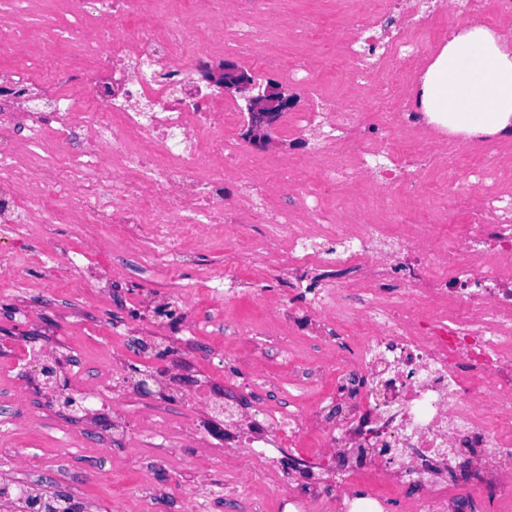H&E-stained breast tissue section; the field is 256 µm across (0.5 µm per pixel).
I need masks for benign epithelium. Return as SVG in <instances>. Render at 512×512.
Listing matches in <instances>:
<instances>
[{
  "instance_id": "obj_1",
  "label": "benign epithelium",
  "mask_w": 512,
  "mask_h": 512,
  "mask_svg": "<svg viewBox=\"0 0 512 512\" xmlns=\"http://www.w3.org/2000/svg\"><path fill=\"white\" fill-rule=\"evenodd\" d=\"M204 79L224 90L225 95L245 100L247 111L251 112L252 128L266 133L272 132L277 113L288 110L296 99L293 89L273 81L261 86L231 61L206 69Z\"/></svg>"
}]
</instances>
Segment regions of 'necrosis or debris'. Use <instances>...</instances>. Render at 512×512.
I'll list each match as a JSON object with an SVG mask.
<instances>
[{
    "label": "necrosis or debris",
    "instance_id": "1",
    "mask_svg": "<svg viewBox=\"0 0 512 512\" xmlns=\"http://www.w3.org/2000/svg\"><path fill=\"white\" fill-rule=\"evenodd\" d=\"M339 2L345 26L308 17L285 32L282 0H0V279L22 278L32 244L66 222L83 245L50 261L86 287L95 225L125 224L104 274L161 311L149 276L220 242L213 306L178 294L176 335H247L225 308L256 298L276 337L225 351L250 375L219 413L212 391L181 383L190 357L172 355L165 403L193 410L179 430L128 414L130 372L110 347L90 362L30 349L5 372L54 368L60 396L110 408L113 437L135 448L149 434L168 462L205 437L239 471L225 512H267L268 490L278 512H383L351 489L367 471L408 489L407 512H459L456 459L496 477L492 512H512V159L500 139L463 159L421 104L426 50L448 35L428 19L481 16L484 0ZM228 56L296 92L275 126L287 150L255 141L250 114L203 80ZM337 64L333 89L317 71ZM302 335L315 367L268 377ZM330 368L335 395L301 404ZM311 435L317 455L287 465Z\"/></svg>",
    "mask_w": 512,
    "mask_h": 512
}]
</instances>
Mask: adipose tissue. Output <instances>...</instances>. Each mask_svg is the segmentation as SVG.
I'll return each mask as SVG.
<instances>
[{
	"mask_svg": "<svg viewBox=\"0 0 512 512\" xmlns=\"http://www.w3.org/2000/svg\"><path fill=\"white\" fill-rule=\"evenodd\" d=\"M423 103L452 134L512 131V50L476 23L451 35L422 76Z\"/></svg>",
	"mask_w": 512,
	"mask_h": 512,
	"instance_id": "1",
	"label": "adipose tissue"
}]
</instances>
